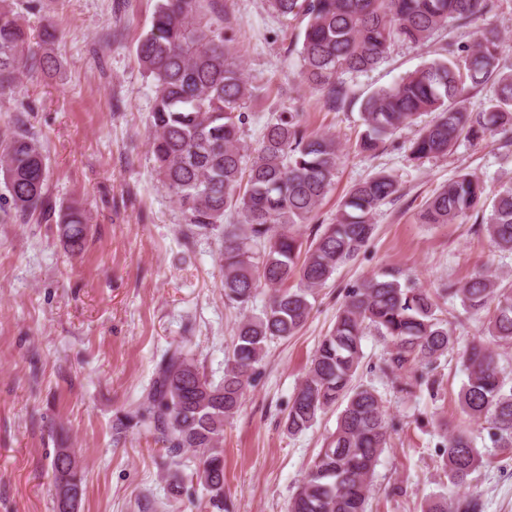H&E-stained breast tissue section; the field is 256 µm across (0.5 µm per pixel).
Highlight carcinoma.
Wrapping results in <instances>:
<instances>
[{"label":"carcinoma","instance_id":"obj_1","mask_svg":"<svg viewBox=\"0 0 512 512\" xmlns=\"http://www.w3.org/2000/svg\"><path fill=\"white\" fill-rule=\"evenodd\" d=\"M202 2L158 0L151 27L138 41L137 59L155 82L150 148L185 223L198 233L222 230L224 298L245 309L258 288L271 289V295L260 315L239 322L221 383L208 381L177 347L164 355L140 408L127 421L160 433L171 454L198 451L193 477L209 494L210 505L222 509L224 421L238 411L255 381L266 344L304 327L317 289L365 249L374 234V213L399 188L385 172L353 184L340 201L336 223L303 245L294 227L308 223L331 190L341 144L333 134L304 131L297 113L290 112L267 124L259 145L246 153L241 109L253 88L227 48L231 38L202 13ZM269 6L283 18L306 20L302 77L322 90L334 109L353 103L347 78L377 67L393 44H422L450 19L484 21L472 42L448 43L443 56L360 101L359 151L377 150L425 114L432 120L408 147L409 159L416 162L448 154L461 139L476 144L512 131V70L500 64L503 38L492 22L501 0H269ZM26 45L22 24L0 7V90L11 87L25 69L51 63L48 56L28 54ZM476 87L491 94L473 109L468 93ZM0 175L17 213L31 216L44 209L48 173L39 140L16 131L0 136ZM470 214L482 215L495 248L512 251V183L491 196L477 175L461 173L426 201L420 219L453 224ZM228 215L238 216L239 223H224ZM86 223L76 205L59 211L58 235L73 253L84 247ZM502 282V275L486 272L458 288L448 282L431 291L388 270L347 290L285 418L288 434L297 435L325 410L340 409L336 429L287 512H367L372 477L389 435L381 394L356 383L366 331L372 328L389 342L382 372L398 391L411 395L419 386L414 367L431 366L454 347L448 321L441 318V299L457 296L474 310L493 307L488 333L499 345H512V289ZM462 359L468 372L459 393L462 411L488 423L493 441L511 448L512 385L499 368V354L478 341L465 347ZM439 451L444 475L454 486L465 484L480 462L473 440L463 432L448 434ZM52 476L54 489L80 491L77 501L54 495L56 512H79L86 481L73 449L55 450ZM477 509L474 501L454 507L438 496L427 500L423 512Z\"/></svg>","mask_w":512,"mask_h":512}]
</instances>
